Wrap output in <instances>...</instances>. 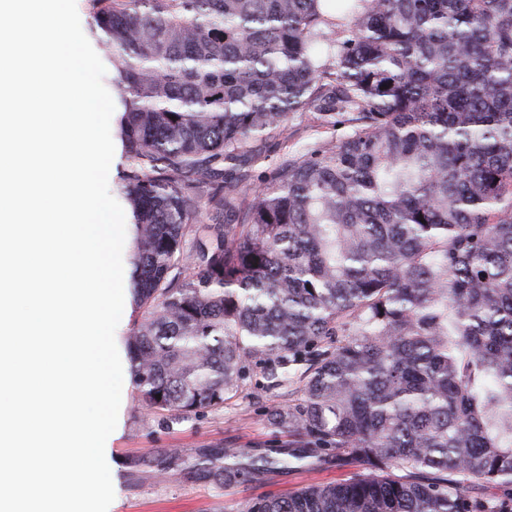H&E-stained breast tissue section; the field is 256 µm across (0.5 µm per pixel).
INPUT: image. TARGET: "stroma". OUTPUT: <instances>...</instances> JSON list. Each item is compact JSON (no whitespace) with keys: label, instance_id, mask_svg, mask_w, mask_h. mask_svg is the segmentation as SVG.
Masks as SVG:
<instances>
[{"label":"stroma","instance_id":"stroma-1","mask_svg":"<svg viewBox=\"0 0 512 512\" xmlns=\"http://www.w3.org/2000/svg\"><path fill=\"white\" fill-rule=\"evenodd\" d=\"M299 397L285 385L267 388L253 367L222 408L178 418L149 411L138 398L131 374H124L121 425L111 441L118 470L109 512H246L259 496L351 477L354 467L333 464L284 467L225 488L195 475L193 466L203 449L229 448L245 460L260 449L287 444V433L274 426L269 415Z\"/></svg>","mask_w":512,"mask_h":512}]
</instances>
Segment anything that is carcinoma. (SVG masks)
<instances>
[{
  "label": "carcinoma",
  "instance_id": "carcinoma-1",
  "mask_svg": "<svg viewBox=\"0 0 512 512\" xmlns=\"http://www.w3.org/2000/svg\"><path fill=\"white\" fill-rule=\"evenodd\" d=\"M90 2L139 396L196 415L253 365L301 392L288 450L202 477L330 458L361 470L248 512H512V0ZM299 112L331 137L290 149ZM77 2V10L80 17V22L82 28L85 30V35L89 39L90 43L92 44L94 50L97 52L99 57L101 58L103 64L106 68V74L104 76V84L108 91L110 92L112 96V84L110 82L112 77V71L109 66V64L104 60L102 57V53L100 50V44H99V36H101L100 31L96 28V24L94 21L93 13L91 11V8L89 6L88 0H76ZM114 103H115V111L113 113L112 119H111V134L113 137L114 142L117 145L116 153L114 154L112 166L110 168L109 173V190L113 197L121 204V206L124 209L125 212V224L129 222V210L125 202L117 196L115 193V186L119 182L120 176L122 171L125 169L127 165V149L125 144L122 142V140L118 137L116 133L117 125L119 122V118L121 116V106L113 97Z\"/></svg>",
  "mask_w": 512,
  "mask_h": 512
}]
</instances>
